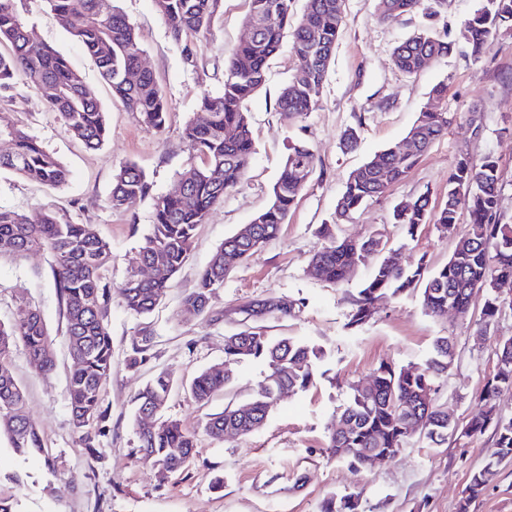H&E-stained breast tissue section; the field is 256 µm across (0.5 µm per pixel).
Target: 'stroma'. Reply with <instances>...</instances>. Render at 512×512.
Masks as SVG:
<instances>
[{"label": "stroma", "mask_w": 512, "mask_h": 512, "mask_svg": "<svg viewBox=\"0 0 512 512\" xmlns=\"http://www.w3.org/2000/svg\"><path fill=\"white\" fill-rule=\"evenodd\" d=\"M424 4L434 7L433 17L418 11L384 21L377 0H345L320 105L296 120L274 110L280 88L298 74L292 33L284 31L278 52L267 62L263 89L248 102L256 152L245 180L199 226L188 261L150 314H133L117 296L107 306L112 371L103 385L102 403L110 414L109 430L97 437L94 450L85 448L71 422L72 360L64 305L51 273L54 257L47 250L24 258L0 250V322L10 323L24 310L39 312L55 359L53 371L43 375L30 367L23 349L10 357L25 415L42 444L41 451L20 455L0 435V497L10 501L13 512H320L323 500L333 495L358 496L359 512H458L466 498L469 512H512V459L500 465L477 497L468 491L471 473L494 450L493 430L471 437L456 433L437 447L417 438L395 459L359 470L328 448L348 401L349 383L372 382L383 363L425 364L441 336L454 342L456 355L447 377L439 381V402L453 423L465 426L480 409L478 396L495 366L499 339L512 336V282L502 286V312L484 333L478 330L480 306L464 316L451 312L434 317L425 311L418 290L379 298L372 318L355 327L349 323L351 301L371 264L360 265L342 285L322 282L310 271L313 254L326 244L319 228L332 223L342 237L379 235L387 246L400 248L403 261L421 257L432 268L446 263L454 236L432 223L407 235L393 224L392 212L399 202L422 194L428 195L432 209H439L448 176L463 154L498 159L499 209L512 223V31L500 30L480 58L457 49L409 76L393 62L395 47L425 24L440 37L458 38L462 22L482 0ZM16 5L32 37L60 51L95 87L107 136L98 149H86L66 131L42 92L20 83L1 92L0 123L19 126L34 137L64 165L68 179L50 189L1 170L0 207L33 222L51 211L63 222L94 225L112 250L103 276L120 287L143 273L139 253L151 233L157 198L171 192L178 173L196 162L182 128L202 117L203 93L221 89L227 54L245 37L248 2L224 0L220 20L197 46L199 62L193 69L186 66L182 47L171 38L153 0H120L139 33L142 64L162 85L171 107L168 125L160 131L125 111L83 46L58 26L46 0H17ZM439 84L447 87L441 101L452 119L447 134L404 180L367 201L350 219L337 221V200L349 174L400 144ZM351 128L358 131L360 143L348 151L341 136ZM296 142L309 146L318 161L287 223L277 238L225 279L203 315L185 318L184 296L225 238L270 205L288 147ZM128 162L144 170L151 190L115 209L108 202L113 176ZM267 299L291 304V315L250 316V306ZM250 327L319 347L324 356L315 364L312 385L298 394H282L261 428L215 440L206 435L205 421L227 404L253 397L266 365L253 360L233 365L226 389L204 404L187 387L201 371L223 365L225 339ZM144 337L149 340L146 359L131 364L133 345ZM162 372L174 385L163 417L178 420L197 438L190 465L165 480L138 451L135 417L137 395ZM218 477L224 484L216 490L212 483Z\"/></svg>", "instance_id": "35a3bbf8"}]
</instances>
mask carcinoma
Instances as JSON below:
<instances>
[{"label": "carcinoma", "instance_id": "1", "mask_svg": "<svg viewBox=\"0 0 512 512\" xmlns=\"http://www.w3.org/2000/svg\"><path fill=\"white\" fill-rule=\"evenodd\" d=\"M156 11L173 38L183 43L184 63L197 67L194 41L210 32L223 13L224 0H153ZM60 28L83 45L102 80L112 89L126 111L155 130L165 128L170 107L165 92L152 72L141 68L138 33L115 5V0H47ZM245 23L254 29L251 39L232 49L224 68L222 91L204 94L206 120H192L182 128V137L199 159L177 178L179 190L156 201L151 235L140 252V263L153 267L148 280L129 278L118 293L126 308L136 315L149 313L165 294L171 278L187 262L195 232L209 214L244 180L255 142L247 102L265 84L268 59L280 47L284 30L292 29L293 52L306 78L285 85L275 101V110L298 118L315 110L343 24V0H308L306 12L298 16L293 0H249ZM421 0H378L379 16L391 21L419 8ZM512 28V0H483L480 9L465 20L461 39L474 58L502 27ZM456 43L445 41L430 29L417 30L393 52L395 66L408 75L448 55ZM135 72L129 82L125 74ZM42 90L50 109L60 114L67 131L89 149L104 141L107 128L96 91L87 85L69 60L51 46L33 41L18 14L15 0H0V88L17 81ZM448 112L426 107L417 116L408 135L416 147L407 153L387 148L354 170L336 204L337 218L350 217L366 201L381 196L390 185L406 178L429 147L448 131ZM8 138L12 151L0 155V169L57 188L67 179V170L22 128L0 125V137ZM316 167L313 151L303 143L289 146L282 171L273 188V200L253 219L254 237L267 243L282 224ZM150 191L147 175L133 163L124 164L113 177L109 204L120 209ZM501 170L495 157L475 161L468 155L457 160L448 176L447 200L436 212L427 196L400 202L393 223L414 235L421 224L431 222L454 233L461 211L464 225L448 261L435 269L420 258L409 264L391 263L384 257L375 263L371 276L353 300L350 324L361 325L372 315L374 301L422 287L423 304L433 316L452 308L469 313L473 302L483 301L481 328L487 329L501 310L495 284L512 280V224L502 222L499 212ZM330 239L317 251L310 265L317 278L336 285L347 283L356 267L377 253V237L357 241L337 237L333 225H321ZM0 242L12 253L25 257L48 249L53 253V278L65 304L66 339L73 361L68 384L71 420L82 433L85 447L94 448L95 438L106 433L109 416L101 392L112 368V339L104 322L105 306L112 287L102 277L111 250L92 224L63 223L52 213L37 224L14 210L0 208ZM257 252L234 235L224 240L199 276L198 286L183 301V314L191 319L209 306L224 287V279ZM23 346L31 366L41 374L53 370L54 357L47 328L36 311L21 314L9 326L0 324V432L9 436L20 453L38 451L41 440L24 414V395L17 385L7 357L13 346ZM228 363L243 359L266 362L268 374L255 395L207 420L205 432L216 439L245 435L260 428L282 390L299 392L312 383L314 361L320 349L291 339L273 340L262 331L245 330L241 338L229 337L224 344ZM454 347L448 337L435 343V355L423 366L396 369L382 364L376 370L373 391L357 383L348 384L349 399L339 420L347 430L330 435L329 448L336 457L358 470L370 453L394 459L415 437L436 445L447 440L456 427L438 404L437 380L448 375ZM232 371L210 368L200 372L190 385L195 401L208 402L224 390ZM172 381L158 374L137 396L136 416L157 400L167 401ZM512 391V337L500 341L497 362L487 377L479 401L482 411L463 429L466 435L494 427L495 450L488 462L472 472L468 497L459 512H469L470 502L493 479L498 466L512 458V417L498 409L499 397ZM156 424L139 430V451L154 466L171 473L183 471L194 456L196 438L174 419L155 417ZM321 512H359V500L334 496L324 500Z\"/></svg>", "mask_w": 512, "mask_h": 512}]
</instances>
